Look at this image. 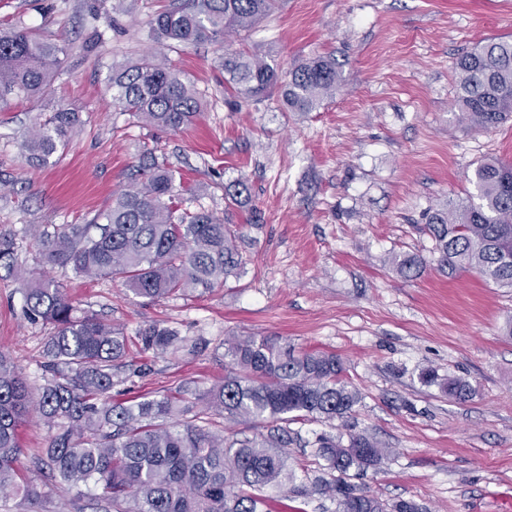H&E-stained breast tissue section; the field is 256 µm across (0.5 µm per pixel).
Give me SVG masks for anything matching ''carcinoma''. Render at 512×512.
Masks as SVG:
<instances>
[{
  "instance_id": "1",
  "label": "carcinoma",
  "mask_w": 512,
  "mask_h": 512,
  "mask_svg": "<svg viewBox=\"0 0 512 512\" xmlns=\"http://www.w3.org/2000/svg\"><path fill=\"white\" fill-rule=\"evenodd\" d=\"M276 0H183L160 12L153 25L166 46L221 43L248 33ZM64 43L43 39L34 29L0 30V102L33 101L47 95L65 58ZM224 89L234 98H258L281 89L289 112H311L333 95L342 77L331 58L308 59L282 76L255 55L227 52ZM455 102L462 119L490 130L512 116V40L490 39L454 63ZM112 100L145 125L175 131L197 114L193 85L155 54L112 70ZM78 114L59 109L31 127L20 143L28 163L48 166L68 145ZM142 178L122 190L112 205L87 224L45 226L38 238L41 261L70 268L82 278L119 280L149 301L198 288L224 286L243 264L235 234L224 221L175 206L176 175L145 151ZM474 192L427 215L438 264L451 272L473 271L512 288V162L480 163L470 179ZM398 271L414 276L416 256H396ZM0 269L12 276L32 321L53 326L45 344L46 376L36 397L0 352V492L39 496L18 487L14 476L21 454L18 427L35 412L49 436L43 455L51 478L72 488L94 489L104 512H258L267 488H288L285 499L305 497L295 484L287 448L298 440L288 424L307 418L330 422L351 414L359 391L345 382L338 358L295 352L278 336L224 339V381L186 398L187 391L114 402L112 388L124 382L127 338L121 329L77 308L64 286L36 276L18 261L15 238L0 236ZM143 349L156 355L184 343L177 330L160 323L139 332ZM448 395H472L461 379L443 385ZM253 425L252 435L227 437L207 415ZM391 450L366 432L348 440L324 435L314 457L332 473L314 491L336 501L338 512H422L413 500L387 503L351 479L386 459Z\"/></svg>"
}]
</instances>
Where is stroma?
Returning <instances> with one entry per match:
<instances>
[{"label":"stroma","instance_id":"obj_1","mask_svg":"<svg viewBox=\"0 0 512 512\" xmlns=\"http://www.w3.org/2000/svg\"><path fill=\"white\" fill-rule=\"evenodd\" d=\"M171 0H0V28L23 25L70 54L50 92L0 106V235L14 236L24 267L38 270L35 234L48 224H85L128 185L144 150L177 171L180 208L230 224L244 262L223 287L150 303L117 281L54 268L80 308L128 337L142 374L112 390L116 401L206 389L224 378V339L279 336L299 351L336 355L362 400L330 423L301 420L288 463L297 484L321 477L313 444L322 434L367 430L389 448L358 487L424 512H500L512 502V288L474 272L448 274L424 229L429 211L465 198L482 161H512V119L485 131L452 109L454 62L480 42L512 39V0H280L277 10L224 45L173 46L171 66L201 109L176 131H159L113 105L107 78L155 51L156 14ZM244 50L279 72L327 56L342 88L311 112H288L279 87L234 105L224 91L225 52ZM77 112L80 123L51 167L20 156L40 114ZM246 201L224 195L230 182ZM415 254L414 277L391 259ZM161 323L188 345L142 352L140 329ZM51 328L28 321L18 285L0 279V351L31 388L44 377ZM437 381H424L426 372ZM468 381L458 401L442 379ZM48 430L29 417L18 430L15 481L40 496L0 498V512H102L91 495L51 481L35 457Z\"/></svg>","mask_w":512,"mask_h":512}]
</instances>
